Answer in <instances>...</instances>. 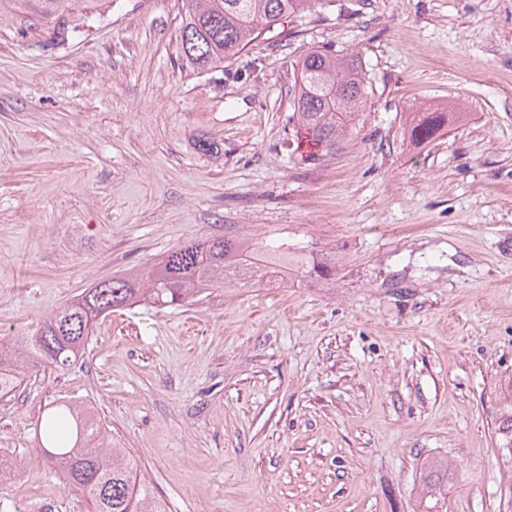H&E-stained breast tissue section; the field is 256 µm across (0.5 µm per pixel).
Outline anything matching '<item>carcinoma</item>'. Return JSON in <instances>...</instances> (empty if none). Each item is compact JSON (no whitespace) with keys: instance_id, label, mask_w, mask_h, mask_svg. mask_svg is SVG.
<instances>
[{"instance_id":"1","label":"carcinoma","mask_w":512,"mask_h":512,"mask_svg":"<svg viewBox=\"0 0 512 512\" xmlns=\"http://www.w3.org/2000/svg\"><path fill=\"white\" fill-rule=\"evenodd\" d=\"M56 14V34L74 31L65 19L66 0H46ZM313 0H182L179 50L183 63L199 73L224 70L265 30L311 7ZM292 125L288 152L301 164L333 155L359 124L369 82L359 56L312 50L295 60ZM462 118L459 112H416L406 129L417 143L431 141ZM288 241L231 236L198 240L174 248L144 271H132L91 288L90 319L76 299L51 314L31 336L0 342V395L22 383V372L64 371L82 356L98 320L136 305L167 308L197 301L213 288L265 279L288 265ZM103 424L71 402L41 418V443L64 485L77 492L87 512H166L125 448L104 443ZM497 444L512 462V395L499 408Z\"/></svg>"}]
</instances>
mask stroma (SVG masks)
Returning a JSON list of instances; mask_svg holds the SVG:
<instances>
[{"mask_svg":"<svg viewBox=\"0 0 512 512\" xmlns=\"http://www.w3.org/2000/svg\"><path fill=\"white\" fill-rule=\"evenodd\" d=\"M181 0H0V339L203 237L328 273L101 320L0 398V512H86L38 441L75 400L167 512H512V0H314L223 72L178 65ZM359 55L362 126L306 166L294 60ZM465 113L425 146L411 112ZM214 142L211 152L196 143ZM510 396L506 398L499 408L497 424V444L504 458H508L512 465V386Z\"/></svg>","mask_w":512,"mask_h":512,"instance_id":"35a3bbf8","label":"stroma"}]
</instances>
